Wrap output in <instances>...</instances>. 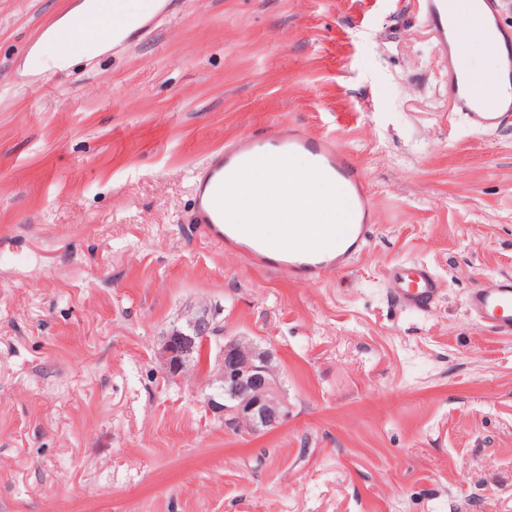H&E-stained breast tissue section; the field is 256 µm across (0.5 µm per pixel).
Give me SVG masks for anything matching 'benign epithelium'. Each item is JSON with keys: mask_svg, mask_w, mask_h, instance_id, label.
I'll return each instance as SVG.
<instances>
[{"mask_svg": "<svg viewBox=\"0 0 512 512\" xmlns=\"http://www.w3.org/2000/svg\"><path fill=\"white\" fill-rule=\"evenodd\" d=\"M223 335L216 312L200 308L186 313L156 345L155 357L167 375L194 373L205 379L208 409L224 420V429L251 435L279 428L288 406L278 385L276 354L245 338L219 345L215 366L196 361V353L211 351L212 341Z\"/></svg>", "mask_w": 512, "mask_h": 512, "instance_id": "1", "label": "benign epithelium"}]
</instances>
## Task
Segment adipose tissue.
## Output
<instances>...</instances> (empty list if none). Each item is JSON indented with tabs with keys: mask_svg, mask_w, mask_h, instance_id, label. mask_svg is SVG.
I'll return each instance as SVG.
<instances>
[{
	"mask_svg": "<svg viewBox=\"0 0 512 512\" xmlns=\"http://www.w3.org/2000/svg\"><path fill=\"white\" fill-rule=\"evenodd\" d=\"M306 166L302 158L256 166L249 174L247 189L229 197L235 222L262 225L271 238L279 237L284 223H340L342 198L327 182L308 176Z\"/></svg>",
	"mask_w": 512,
	"mask_h": 512,
	"instance_id": "ef3b65f1",
	"label": "adipose tissue"
}]
</instances>
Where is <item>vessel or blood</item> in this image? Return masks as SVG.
<instances>
[{"label": "vessel or blood", "mask_w": 512, "mask_h": 512, "mask_svg": "<svg viewBox=\"0 0 512 512\" xmlns=\"http://www.w3.org/2000/svg\"><path fill=\"white\" fill-rule=\"evenodd\" d=\"M130 0H112L108 14H79L69 28L53 31L61 51L72 47V33L94 31L98 37L124 41L126 34L145 31L142 16L131 13ZM424 17L436 35L438 53L448 61V80L454 88V107L478 127L512 126V27L501 22L500 0H418ZM488 34V50L499 58L497 72L485 76L469 69L451 52L473 33ZM288 155L307 158L311 174L331 182L348 200L343 231L325 227L309 235L306 225L283 227L285 244L277 245L258 224H235L224 204L227 192L247 186V178L259 160ZM193 221L215 243L246 256L258 268L285 270L304 281H319L323 274L345 268L360 254L373 230L372 205L367 182L358 165L335 141L297 129H282L259 138H240L225 143L202 167L196 182ZM396 302L408 310L425 311L438 300L441 283L421 262L395 266L390 275ZM471 315L498 331L512 334V276H500L472 289L467 298Z\"/></svg>", "instance_id": "vessel-or-blood-1"}]
</instances>
